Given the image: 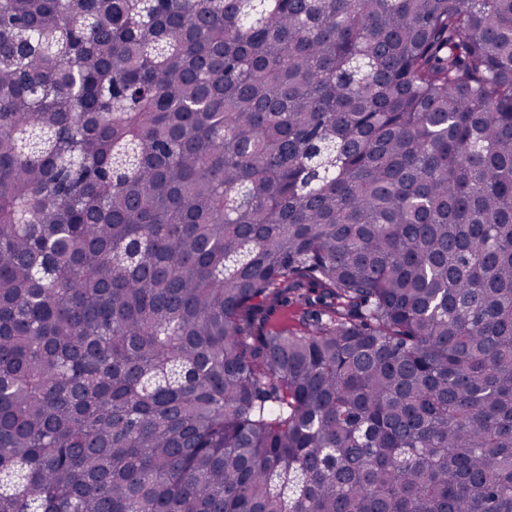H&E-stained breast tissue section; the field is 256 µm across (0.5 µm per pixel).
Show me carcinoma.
<instances>
[{
	"label": "carcinoma",
	"mask_w": 512,
	"mask_h": 512,
	"mask_svg": "<svg viewBox=\"0 0 512 512\" xmlns=\"http://www.w3.org/2000/svg\"><path fill=\"white\" fill-rule=\"evenodd\" d=\"M0 512H512V0H0ZM301 313L295 308H280L275 310L270 318L269 325L280 330L300 328Z\"/></svg>",
	"instance_id": "obj_1"
}]
</instances>
